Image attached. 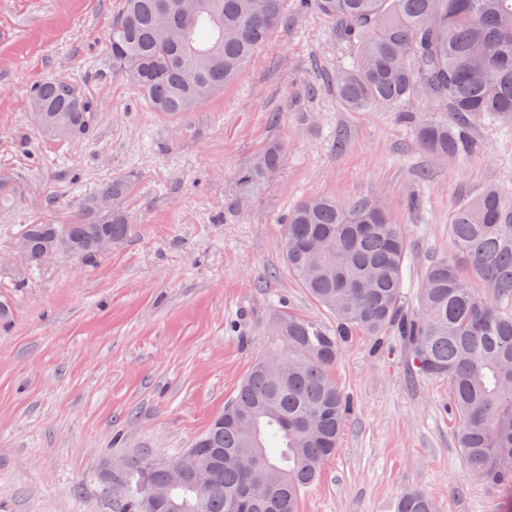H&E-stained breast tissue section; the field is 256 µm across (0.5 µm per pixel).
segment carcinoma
I'll list each match as a JSON object with an SVG mask.
<instances>
[{"mask_svg": "<svg viewBox=\"0 0 512 512\" xmlns=\"http://www.w3.org/2000/svg\"><path fill=\"white\" fill-rule=\"evenodd\" d=\"M335 24L336 39L353 54L330 81L351 109L399 112L417 98L460 123L417 121L421 150L435 156L473 152L466 129L477 122L512 125V0H300ZM122 0L112 20V70L137 88L153 112L179 116L234 82L271 33L288 21V0H202L212 15L188 23L177 0ZM31 110L49 137L85 134L93 122L88 100L54 79L33 93ZM285 145L269 142L236 176L240 203L260 193L280 170ZM128 174L85 198L72 224H25L11 250L28 266L43 252L103 256L97 240L122 245L132 231L124 203ZM21 192L0 178V206ZM454 254L426 268L418 304H405L407 242L401 224L374 196L304 200L283 221L288 269L336 319L326 329L280 314L274 330L281 361L272 373L260 357L234 398L193 443L200 467L184 456L172 463L199 471L213 488L201 492L190 476L154 468L150 457L121 460L113 479L122 490L101 498V512H299L302 493L336 451L350 404L331 377L341 343L362 333L398 338L411 371L448 379L458 419L457 446L467 477L512 496V193L489 186L459 205L448 221ZM478 281L488 288L482 295ZM259 480L269 494L248 496ZM150 481L167 498L144 505L137 491ZM395 512H436L413 490Z\"/></svg>", "mask_w": 512, "mask_h": 512, "instance_id": "1", "label": "carcinoma"}]
</instances>
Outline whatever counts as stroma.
<instances>
[{"instance_id":"obj_1","label":"stroma","mask_w":512,"mask_h":512,"mask_svg":"<svg viewBox=\"0 0 512 512\" xmlns=\"http://www.w3.org/2000/svg\"><path fill=\"white\" fill-rule=\"evenodd\" d=\"M119 0H0V176L22 181L0 209V251L25 224H68L81 200L135 175L131 238L106 257L0 264V512H95L102 461L191 447L223 412L255 359L278 346L286 312L335 328L283 260V219L302 200L382 197L407 239L405 296L452 252L448 218L490 184L512 191V131L471 127L464 161L418 149L394 112L352 110L321 75L350 52L330 22L292 0L288 22L239 78L193 112L146 108L112 70ZM65 78L92 103L80 139L41 134L28 99ZM272 140L284 163L261 194L236 203V175ZM422 199L418 210L410 196ZM333 376L348 397L336 453L300 512H395L417 489L438 512H504L470 482L442 378H409L395 338L357 334Z\"/></svg>"}]
</instances>
